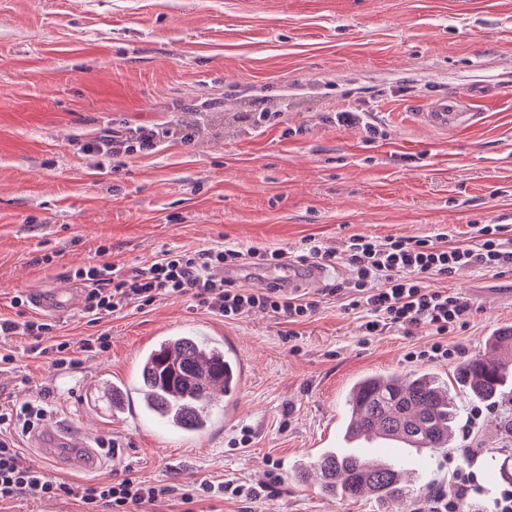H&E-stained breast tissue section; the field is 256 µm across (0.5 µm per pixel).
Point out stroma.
Returning a JSON list of instances; mask_svg holds the SVG:
<instances>
[{
    "label": "stroma",
    "mask_w": 512,
    "mask_h": 512,
    "mask_svg": "<svg viewBox=\"0 0 512 512\" xmlns=\"http://www.w3.org/2000/svg\"><path fill=\"white\" fill-rule=\"evenodd\" d=\"M448 92L475 97L480 124L460 132L420 125L410 105ZM366 108L380 133L337 124ZM274 113L264 133L252 117ZM160 124L195 129L152 154L87 155L106 129ZM474 224H499L512 238V0H0V317L23 321L34 306L16 295L74 286L71 272L98 259L130 270L160 251L224 241L297 249L315 238L335 246L363 233L379 239L447 233L466 242ZM107 246L98 256V246ZM349 270L337 255L314 316L289 324L256 311L227 321L189 297L130 307L100 323L82 311L54 316L73 342L107 333L99 353L74 352L57 370L30 339L1 336L12 354L0 373V405L36 400L43 425L117 444L89 473L25 464L73 486L113 478L190 489L232 480L275 493L218 503L219 512H385L373 497L351 502L296 478L297 464L343 447L344 398L356 379L428 370L455 379L457 359H416L430 328L387 329L367 340L343 294ZM472 306L448 336L462 357L512 326V268L465 269L436 278ZM236 337L248 379L242 412L190 435L146 412L113 411L110 384H131L139 357L177 332ZM456 451L384 448L409 462L421 494L399 512H428V498L473 468L478 512L506 490L485 459L512 454L499 431L500 405L458 396ZM252 440L234 446L241 429Z\"/></svg>",
    "instance_id": "1"
}]
</instances>
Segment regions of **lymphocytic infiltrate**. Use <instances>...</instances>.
Segmentation results:
<instances>
[{
	"instance_id": "1",
	"label": "lymphocytic infiltrate",
	"mask_w": 512,
	"mask_h": 512,
	"mask_svg": "<svg viewBox=\"0 0 512 512\" xmlns=\"http://www.w3.org/2000/svg\"><path fill=\"white\" fill-rule=\"evenodd\" d=\"M171 136L164 127L141 126L111 131L83 143L84 153L134 155L153 153ZM348 254L350 277L338 283L345 293V312L357 314L364 336L381 335L390 327L405 330L430 328L436 340L430 349L420 351L423 359L451 358L444 338L470 310L457 293L432 287L434 277H452L464 267L487 272L512 268V238L501 236L497 224L477 225L468 244L448 243L446 234L424 238L388 237L377 239L353 233L341 241L340 249L323 246L306 238L300 255L287 249L248 248L219 242L200 250L168 249L130 274L109 262L89 263L73 270L74 279L86 287L83 312L90 322L121 312L130 305L146 307L161 297L190 296L199 306L228 321L242 319L253 309H263L288 323L312 317L317 300L281 288L244 290L226 281L224 271L248 258L277 265L294 259L331 266L337 251ZM52 321L34 317L22 322L0 318V334L32 338L44 345L54 368L72 366V345L57 339ZM48 412L46 406L23 402L0 406V503L18 495L33 499L65 495L74 497L81 512H150L151 508L176 502L180 512H196L197 505L224 498L253 499L256 488L231 482L211 481L175 493L172 486L154 485L129 478L79 487L48 477L42 470L24 465L16 439L29 434Z\"/></svg>"
}]
</instances>
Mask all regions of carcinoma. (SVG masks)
Instances as JSON below:
<instances>
[{"mask_svg": "<svg viewBox=\"0 0 512 512\" xmlns=\"http://www.w3.org/2000/svg\"><path fill=\"white\" fill-rule=\"evenodd\" d=\"M493 358L467 357L456 367L457 383L471 398L494 404L512 390V327L488 337ZM224 391V346L195 334L164 336L141 354L139 374L132 390L140 405L168 425L189 433L202 432L210 419L201 403L205 386ZM344 438L362 435L385 442L409 441L419 451H446L454 446L461 414L457 394L432 372H385L364 376L349 387ZM487 468L512 483V457L491 456ZM315 470L320 489L354 499L363 494L383 503L419 492L408 484L400 466L352 451L328 449L303 464Z\"/></svg>", "mask_w": 512, "mask_h": 512, "instance_id": "obj_1", "label": "carcinoma"}]
</instances>
